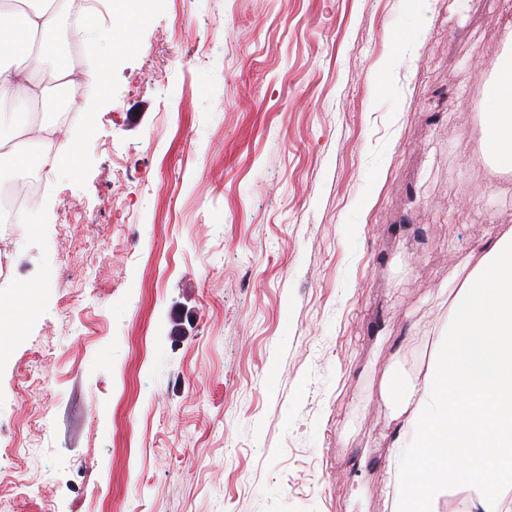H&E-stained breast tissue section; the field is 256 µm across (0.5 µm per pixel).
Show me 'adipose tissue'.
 Instances as JSON below:
<instances>
[{"label":"adipose tissue","instance_id":"ef3b65f1","mask_svg":"<svg viewBox=\"0 0 512 512\" xmlns=\"http://www.w3.org/2000/svg\"><path fill=\"white\" fill-rule=\"evenodd\" d=\"M57 0H0V170L35 160L56 167L59 155L29 157V145L59 134L53 113L34 114L63 86L89 91L97 67L64 60ZM489 96L482 139L498 168L512 170V60L502 59ZM40 112V111H39ZM454 312L426 369L392 381L395 438L383 493L391 512H512V228L450 289Z\"/></svg>","mask_w":512,"mask_h":512}]
</instances>
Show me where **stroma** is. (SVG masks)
I'll return each mask as SVG.
<instances>
[{"instance_id": "stroma-1", "label": "stroma", "mask_w": 512, "mask_h": 512, "mask_svg": "<svg viewBox=\"0 0 512 512\" xmlns=\"http://www.w3.org/2000/svg\"><path fill=\"white\" fill-rule=\"evenodd\" d=\"M86 11L106 76L0 224L16 512H389L383 382L512 226L481 138L512 0Z\"/></svg>"}]
</instances>
